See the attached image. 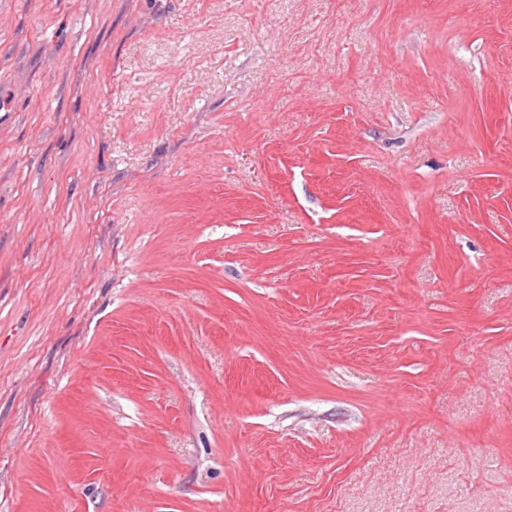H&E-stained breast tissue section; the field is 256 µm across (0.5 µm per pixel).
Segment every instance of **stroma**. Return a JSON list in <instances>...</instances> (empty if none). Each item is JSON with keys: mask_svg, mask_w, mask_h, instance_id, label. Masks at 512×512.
Instances as JSON below:
<instances>
[{"mask_svg": "<svg viewBox=\"0 0 512 512\" xmlns=\"http://www.w3.org/2000/svg\"><path fill=\"white\" fill-rule=\"evenodd\" d=\"M0 512H512V0H0Z\"/></svg>", "mask_w": 512, "mask_h": 512, "instance_id": "obj_1", "label": "stroma"}]
</instances>
